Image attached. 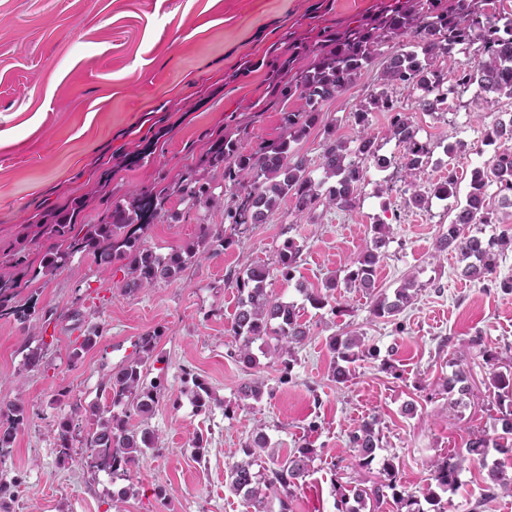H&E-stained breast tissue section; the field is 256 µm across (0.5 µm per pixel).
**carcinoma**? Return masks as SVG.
Listing matches in <instances>:
<instances>
[{
  "label": "carcinoma",
  "mask_w": 512,
  "mask_h": 512,
  "mask_svg": "<svg viewBox=\"0 0 512 512\" xmlns=\"http://www.w3.org/2000/svg\"><path fill=\"white\" fill-rule=\"evenodd\" d=\"M490 4L491 0H454L451 7L443 8L441 0H378L373 11L356 20L353 27H325L307 40H288V59L272 68L270 80L272 92L287 99L295 98L296 109L283 113L284 133L278 140L247 149L238 139L223 135L201 156L198 168L187 171L171 184L144 189L126 200L114 202L96 224L82 223L81 214L87 206L85 198L45 211L37 223L42 225L43 233L56 238L58 243L37 267L25 266V256L19 251L10 256L7 260L10 267L21 266L23 272L17 276L0 273V318L12 317L24 322L34 315L35 307L15 305L21 280L26 276H49L77 254L93 258L99 267H115L123 272L118 287L123 293L131 294L176 278L189 259L206 257L224 246V228L219 224L200 225L193 243L166 255L147 246L145 235L155 220L165 216L178 219L177 212L167 209L174 197L192 208H224V223L235 228L264 223L276 205L287 198L293 200L294 212L299 216L320 206L354 210L366 181V162L372 161L381 169L390 165V160L378 154L377 136L369 119L374 112L391 113L390 134L400 148L396 167L407 184L405 206L424 209L433 198L457 197L460 182L453 167L437 181L416 182L417 174L427 168L432 149L419 138V128L401 111L389 88L402 86L422 91L418 104L422 111L431 113L442 111L448 93H463L474 84L488 94L512 98V13L503 9L491 12ZM405 36L413 38L412 49L389 57L378 89L371 91L353 112L359 127L356 150L349 151L346 142L335 135V129H325L318 164L323 178L315 179L311 160L294 144L316 126L323 102L346 91L380 54L383 45ZM471 47L475 48L477 60L463 64L453 79L432 68L433 60ZM309 55L314 56L309 65L296 67L299 58ZM287 71L294 75L284 82L281 74ZM486 137L498 143L499 151L491 164L471 171L465 203L454 208V218L447 231L439 235L436 251L456 253L464 263L461 276L494 282L499 257L512 248V235L503 230L485 238L482 225L495 223L494 213L486 203L488 187L496 186L501 204L512 207V118L496 120ZM208 170L222 172L225 194L214 193L215 187L203 175ZM330 180L333 184L329 186ZM372 232L365 250L344 269L343 276L331 277L322 289H299L304 301L314 309L328 307L334 313L340 289L376 287V267L384 257L389 227L375 224ZM300 255V246L288 239L278 250L273 265H254L226 278L227 284L238 292L230 329L235 347L228 351L229 357L254 366L256 343L264 354L272 340L274 350L291 356L309 339L310 328L301 321V308L294 302L273 298L267 290V282L275 273L285 281L293 279ZM417 288L418 281L411 276L395 289L393 296L378 293L373 300L372 314L379 319L396 316L411 301ZM499 288L511 293L512 278L500 280ZM158 339L157 331L140 336L136 342L138 356L113 368L104 382L103 390L110 396L112 407L121 408V412L106 417L97 409L87 410L75 401L70 404L69 412L58 418L56 452L60 459H72V441L86 414L96 417V428L84 438L89 468L97 469L96 458L103 456L111 461L112 473L129 478L140 455L148 450L160 453L158 436L146 421L158 402L162 380L145 382V366L156 350ZM328 347L334 355L331 377L338 384L352 377L351 364L375 354V348L364 343L363 334L354 331L333 334ZM184 375L183 393L189 396L197 411L209 412L215 400L208 384L187 369ZM444 385L448 393L458 394L456 405L466 404L472 388L464 369L455 370ZM486 389L500 410L503 435L493 439L484 432L474 433L465 443V452L471 460L488 466L491 482L488 490L492 494L497 487L512 489V461H507L512 458V371H492ZM134 416L141 418L137 427L129 424ZM29 419V409L23 403L0 404V458L12 447L18 431ZM378 424L375 416L364 420L350 433L348 443L354 465L370 470L375 462H380L385 482L369 488L337 486V512H375L387 498L386 488L400 512H425L424 502L432 507V512H444L441 494L458 487L460 464L456 455L450 454L432 464L431 482L420 499L401 489L399 466L394 458L377 460L382 441ZM266 444V435L262 429H256L251 442L245 445V459L230 467L229 489L241 496L252 512H270V504L275 500L279 512H289L295 489L310 475L315 449L305 443L284 460L272 457L265 465L256 456V449ZM492 449L505 459L487 464Z\"/></svg>",
  "instance_id": "cac0c4a2"
}]
</instances>
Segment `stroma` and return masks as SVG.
Masks as SVG:
<instances>
[{"instance_id": "35a3bbf8", "label": "stroma", "mask_w": 512, "mask_h": 512, "mask_svg": "<svg viewBox=\"0 0 512 512\" xmlns=\"http://www.w3.org/2000/svg\"><path fill=\"white\" fill-rule=\"evenodd\" d=\"M375 0H0V256L24 249L39 266L52 247L41 235L37 214L89 198L84 221L97 222L113 201L177 178L195 167L211 141L227 132L243 146L270 142L283 133L282 116L294 100L271 92L268 63L288 55V39L307 37L324 26L343 27L371 10ZM402 40L383 46L380 56L347 91L325 102L316 128L298 148L311 162L322 154L325 127H335L348 146L358 128L353 113L376 87L389 54ZM434 146L425 170L438 180L448 171L444 146H468L458 163L461 182L484 166L497 147L485 137L497 117L512 115V99L470 87L449 95L446 113L419 109L417 92L395 89ZM150 154L136 155L142 148ZM395 168H370L353 211L318 208L297 218L284 201L265 223L232 233L211 257L192 259L173 280L126 295L114 286L112 270L91 258L75 257L54 275L23 284L16 304L35 305L27 323L0 319V401L19 400L30 420L0 459V471L16 480L10 512H247L228 488L231 465L254 428L267 446L261 460L284 458L311 443V473L296 490L291 512H336L337 471L348 459V435L368 416H378L381 455L400 463L407 492L421 495L432 462L460 452L469 435L500 428L485 382L490 369L470 340L497 352L500 365L512 366V293L461 275L456 255L435 258L436 241L451 216L450 201L432 199L428 208H408ZM178 220L152 224L147 243L166 254L195 239L200 225L220 224L224 211L191 209L172 201ZM390 227L376 287L393 292L405 276H416L418 295L395 317L377 319L373 298L358 289L344 291L341 312L306 308L311 329L296 349L294 363L270 351L259 365L246 367L228 355L237 292L229 272L272 263L285 239L301 247L293 280L275 277L273 297L301 303L302 289L322 288L365 248L372 225ZM80 309L81 321L70 319ZM363 333L378 358L356 361L346 383L331 378L327 339L343 327ZM96 329V345L72 357L84 331ZM158 331L161 363L151 374L164 388L148 426L159 437L161 454L141 456L132 479L89 469L80 458L56 455L54 422L67 413L56 402L59 386L83 406H107L102 385L113 367L135 355L139 336ZM45 347L47 369L29 370L26 353ZM391 358L392 370L381 367ZM469 370L473 396L455 406L443 383L455 366ZM206 380L216 404L197 413L183 395L184 369ZM259 383L260 399L239 405V389ZM414 402V415L403 412ZM209 440L196 458L191 440ZM487 470L462 458L456 491L443 494L447 512H512V491L486 497ZM164 498H157V488Z\"/></svg>"}]
</instances>
